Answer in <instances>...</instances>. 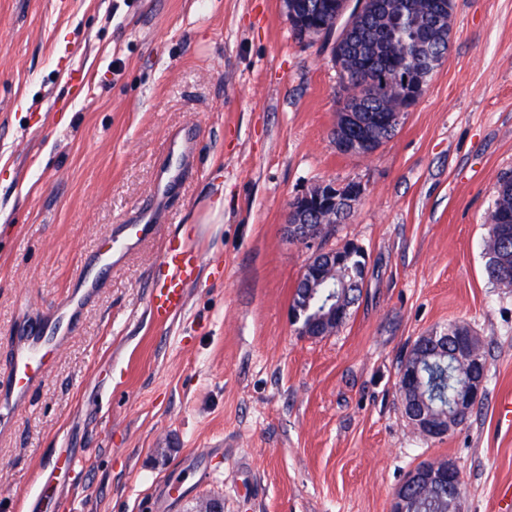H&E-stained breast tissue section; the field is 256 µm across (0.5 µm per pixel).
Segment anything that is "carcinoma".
<instances>
[{"label":"carcinoma","mask_w":512,"mask_h":512,"mask_svg":"<svg viewBox=\"0 0 512 512\" xmlns=\"http://www.w3.org/2000/svg\"><path fill=\"white\" fill-rule=\"evenodd\" d=\"M364 0L361 12L345 11L346 0H299L302 15L310 26L339 22L340 39L334 64L341 83L339 111L354 106L366 110L365 133L369 150L375 151L392 139L397 125L390 123L393 109L409 110L416 100L409 98L403 80L410 73L428 71L429 59L443 63L452 31L453 0H429L418 5L417 12L403 15L391 30L382 26L383 7ZM488 234L484 241L485 271L488 279L507 288L512 284V173L504 174L496 189V198L487 214ZM345 280L323 283L315 289L308 315L318 317L329 307L328 295H341ZM456 332L440 343L441 352L422 360L420 377L430 405L449 408L462 378L453 364L457 347ZM420 512H447L448 485L420 498Z\"/></svg>","instance_id":"cac0c4a2"}]
</instances>
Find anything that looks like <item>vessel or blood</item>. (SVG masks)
I'll return each mask as SVG.
<instances>
[{
  "label": "vessel or blood",
  "instance_id": "1",
  "mask_svg": "<svg viewBox=\"0 0 512 512\" xmlns=\"http://www.w3.org/2000/svg\"><path fill=\"white\" fill-rule=\"evenodd\" d=\"M171 141L176 157L160 168L154 188L155 196L160 200L167 198L177 187L176 171L180 164L190 160L193 151L188 135L173 134ZM155 230L151 213H143L140 223L126 225L123 235L105 240L101 253L105 256L123 254L132 242ZM200 264L201 252L192 241L165 240L159 255L157 275L148 293V306L156 320L166 321L184 308L187 287L196 279ZM86 298V291L70 290L59 305L56 316L20 328L12 353L8 384L0 390V422L24 400L29 388L45 376L55 354L73 334L76 314L82 310Z\"/></svg>",
  "mask_w": 512,
  "mask_h": 512
}]
</instances>
